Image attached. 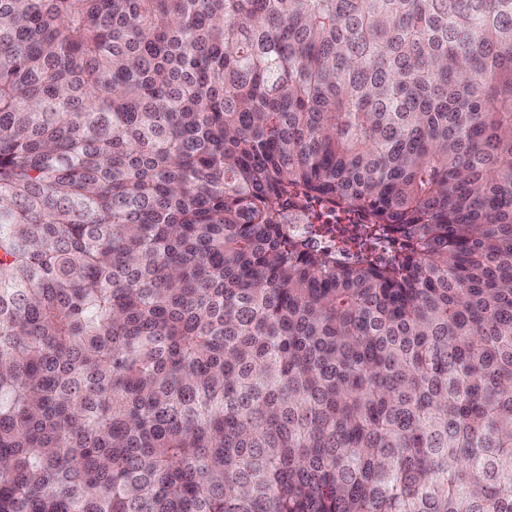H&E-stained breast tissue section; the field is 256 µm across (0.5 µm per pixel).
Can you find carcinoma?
I'll return each mask as SVG.
<instances>
[{"label": "carcinoma", "instance_id": "cac0c4a2", "mask_svg": "<svg viewBox=\"0 0 512 512\" xmlns=\"http://www.w3.org/2000/svg\"><path fill=\"white\" fill-rule=\"evenodd\" d=\"M0 512H512V0H0ZM305 215L293 213L289 220L294 224L288 225V231L299 235L312 248L336 250L343 261L350 262L358 256L354 239L367 241L368 248L379 259L390 257L398 248L395 238L374 230L371 224H361L357 215L329 212L316 200L309 202Z\"/></svg>", "mask_w": 512, "mask_h": 512}]
</instances>
